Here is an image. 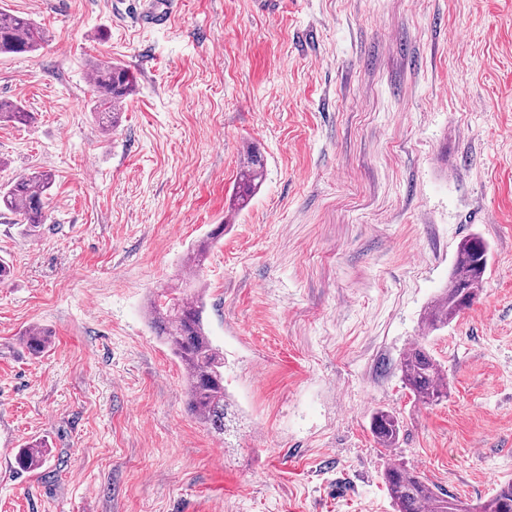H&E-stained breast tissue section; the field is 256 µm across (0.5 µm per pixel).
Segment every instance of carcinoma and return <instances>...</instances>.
Here are the masks:
<instances>
[{
	"instance_id": "cac0c4a2",
	"label": "carcinoma",
	"mask_w": 512,
	"mask_h": 512,
	"mask_svg": "<svg viewBox=\"0 0 512 512\" xmlns=\"http://www.w3.org/2000/svg\"><path fill=\"white\" fill-rule=\"evenodd\" d=\"M46 38L45 31L30 18L0 11V54H31L38 51ZM94 74L96 99L94 110L99 126L108 131L116 126L118 106L135 91V78L129 70L110 61L98 60L91 66ZM34 113L21 104L0 101V121L27 125ZM264 163L258 153L249 149L243 158L235 198L245 207L262 184ZM53 186L52 174L34 171L21 175L0 188V209L13 214L16 223L33 232L47 220L45 199ZM224 225H217L207 239L188 254L186 266L201 270L205 256L218 238ZM490 261V247L480 236L464 238L458 245L448 286L427 309L424 326L431 330L445 327L478 296ZM202 287L194 278H186L180 292L165 295V302L152 304L150 324L156 336L166 343L185 370L188 411L217 434L227 431L229 398L224 388V355L213 344L205 329ZM26 347L39 356L50 345L44 330L28 331ZM405 385L414 396L432 404L447 396L441 365L421 344L408 349L400 361ZM400 419L386 410H378L371 420V433L383 448L396 447L401 430ZM17 462L23 470L42 467L43 453L38 445L19 449ZM384 482L395 504L396 512H512V481L508 480L485 500L467 504L435 491L404 467L391 464L384 471Z\"/></svg>"
}]
</instances>
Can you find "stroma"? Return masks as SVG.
<instances>
[{"label":"stroma","instance_id":"obj_1","mask_svg":"<svg viewBox=\"0 0 512 512\" xmlns=\"http://www.w3.org/2000/svg\"><path fill=\"white\" fill-rule=\"evenodd\" d=\"M178 2L150 27L141 0H0L48 35L0 56V99L35 114L0 122V185L54 179L36 232L0 212V512H395L393 463L486 499L512 479V0ZM93 57L137 81L107 135ZM250 146L265 180L237 212ZM219 224L200 279L228 438L146 317ZM472 234L479 296L426 331ZM417 343L447 379L433 404L402 382ZM402 428L400 419L386 410L376 411L371 420V433L383 448L396 447Z\"/></svg>","mask_w":512,"mask_h":512}]
</instances>
